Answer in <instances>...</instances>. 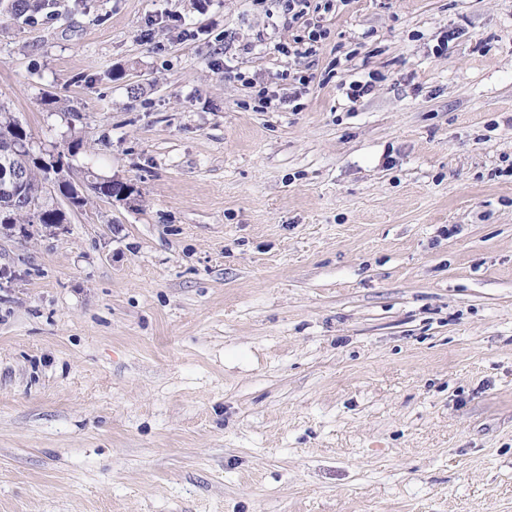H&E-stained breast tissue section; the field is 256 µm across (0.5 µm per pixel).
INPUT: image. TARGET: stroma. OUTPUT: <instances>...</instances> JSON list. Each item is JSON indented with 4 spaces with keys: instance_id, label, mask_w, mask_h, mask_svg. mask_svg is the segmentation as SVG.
Segmentation results:
<instances>
[{
    "instance_id": "obj_1",
    "label": "stroma",
    "mask_w": 512,
    "mask_h": 512,
    "mask_svg": "<svg viewBox=\"0 0 512 512\" xmlns=\"http://www.w3.org/2000/svg\"><path fill=\"white\" fill-rule=\"evenodd\" d=\"M323 25L308 58L281 0L0 26L35 148L133 188L0 232V512H512V0Z\"/></svg>"
}]
</instances>
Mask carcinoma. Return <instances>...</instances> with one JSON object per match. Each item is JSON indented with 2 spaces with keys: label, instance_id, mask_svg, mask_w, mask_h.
<instances>
[{
  "label": "carcinoma",
  "instance_id": "1",
  "mask_svg": "<svg viewBox=\"0 0 512 512\" xmlns=\"http://www.w3.org/2000/svg\"><path fill=\"white\" fill-rule=\"evenodd\" d=\"M53 0H0V17L29 21L52 8ZM62 159L48 160L35 150L31 135L14 118L9 107L0 103V227L14 232L20 224H63L64 211L52 201L56 191L70 198L67 172L59 167ZM22 170L21 188L8 184L16 170ZM56 182L54 190L47 189L48 174ZM98 198L112 199L126 184L112 178L96 177L90 183Z\"/></svg>",
  "mask_w": 512,
  "mask_h": 512
}]
</instances>
